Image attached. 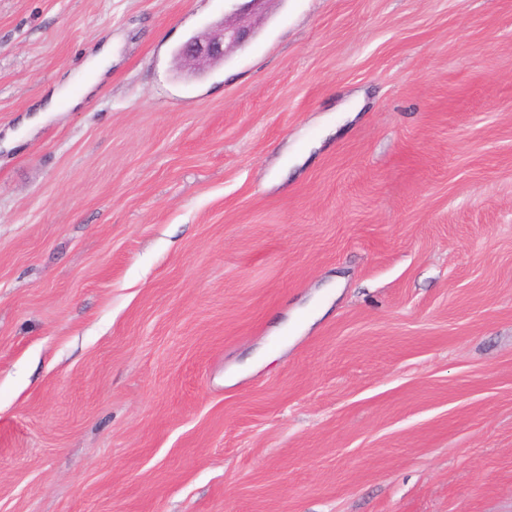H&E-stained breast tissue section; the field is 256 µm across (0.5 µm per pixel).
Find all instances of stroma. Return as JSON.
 I'll list each match as a JSON object with an SVG mask.
<instances>
[{
    "label": "stroma",
    "instance_id": "35a3bbf8",
    "mask_svg": "<svg viewBox=\"0 0 512 512\" xmlns=\"http://www.w3.org/2000/svg\"><path fill=\"white\" fill-rule=\"evenodd\" d=\"M232 7L0 0V512H512V0ZM248 36L247 29L223 18L212 30L189 39L178 49V56L184 66L199 71L207 63L224 61L227 49L243 44Z\"/></svg>",
    "mask_w": 512,
    "mask_h": 512
}]
</instances>
